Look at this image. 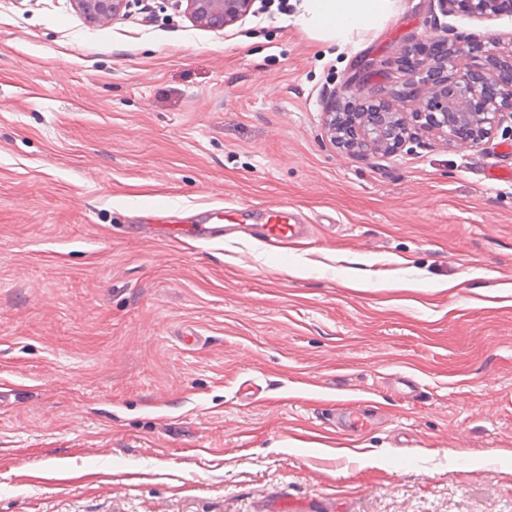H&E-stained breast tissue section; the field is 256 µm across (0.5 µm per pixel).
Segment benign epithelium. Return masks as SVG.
I'll list each match as a JSON object with an SVG mask.
<instances>
[{
	"label": "benign epithelium",
	"mask_w": 512,
	"mask_h": 512,
	"mask_svg": "<svg viewBox=\"0 0 512 512\" xmlns=\"http://www.w3.org/2000/svg\"><path fill=\"white\" fill-rule=\"evenodd\" d=\"M91 23L105 24L122 15L126 0H70ZM195 22L222 30L250 12L255 0H185ZM443 14L460 13L482 21L512 16V0H438ZM444 56L420 55L408 61L405 84L413 109L405 112L388 97L365 95L348 85L342 98L325 108L326 125L345 153L367 158L388 154L421 127L449 142L479 145L512 120V36L493 34L484 42L443 41Z\"/></svg>",
	"instance_id": "7a95c632"
}]
</instances>
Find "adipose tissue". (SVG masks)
Masks as SVG:
<instances>
[{
	"instance_id": "1",
	"label": "adipose tissue",
	"mask_w": 512,
	"mask_h": 512,
	"mask_svg": "<svg viewBox=\"0 0 512 512\" xmlns=\"http://www.w3.org/2000/svg\"><path fill=\"white\" fill-rule=\"evenodd\" d=\"M396 0H295L289 24L314 37L354 45L361 36L381 30Z\"/></svg>"
}]
</instances>
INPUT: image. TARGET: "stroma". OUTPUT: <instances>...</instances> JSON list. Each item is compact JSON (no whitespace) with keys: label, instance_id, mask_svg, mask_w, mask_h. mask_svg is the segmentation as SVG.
<instances>
[{"label":"stroma","instance_id":"stroma-1","mask_svg":"<svg viewBox=\"0 0 512 512\" xmlns=\"http://www.w3.org/2000/svg\"><path fill=\"white\" fill-rule=\"evenodd\" d=\"M493 32L436 0L342 50L276 0L222 30L0 0V512H512V132L357 159L324 127L347 84L403 93V46ZM273 202L313 236L136 232ZM356 396L377 424L331 429Z\"/></svg>","mask_w":512,"mask_h":512}]
</instances>
